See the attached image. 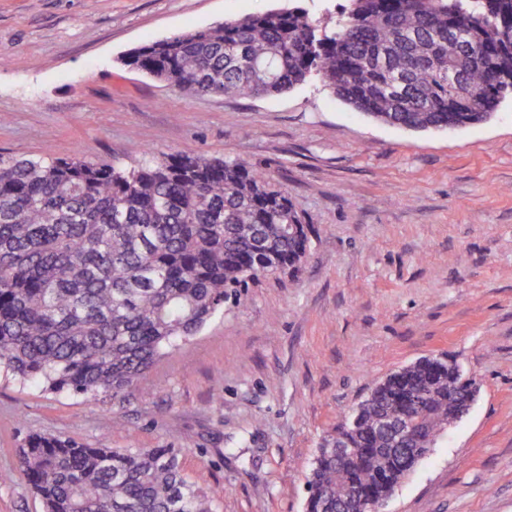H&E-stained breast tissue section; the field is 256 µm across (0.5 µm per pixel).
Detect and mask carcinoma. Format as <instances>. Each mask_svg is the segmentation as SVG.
Returning a JSON list of instances; mask_svg holds the SVG:
<instances>
[{
  "label": "carcinoma",
  "instance_id": "1",
  "mask_svg": "<svg viewBox=\"0 0 512 512\" xmlns=\"http://www.w3.org/2000/svg\"><path fill=\"white\" fill-rule=\"evenodd\" d=\"M333 26L300 7L226 20L135 49L128 64L193 96L284 92L321 78L394 127H463L512 98V0H347ZM460 75L448 83V71ZM310 225L272 177L186 152L130 168L0 154V366L90 402L122 394L196 336L246 281L299 270ZM468 385L425 357L389 375L314 458L305 512L406 477L381 420L422 410L433 447ZM19 465L43 512H213L173 448L118 450L31 436Z\"/></svg>",
  "mask_w": 512,
  "mask_h": 512
}]
</instances>
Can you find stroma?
I'll return each instance as SVG.
<instances>
[{
    "instance_id": "stroma-1",
    "label": "stroma",
    "mask_w": 512,
    "mask_h": 512,
    "mask_svg": "<svg viewBox=\"0 0 512 512\" xmlns=\"http://www.w3.org/2000/svg\"><path fill=\"white\" fill-rule=\"evenodd\" d=\"M289 0H0V153L134 166L176 152L269 173L312 228L118 397L0 377V512H42L18 470L34 434L173 448L214 512H305L324 436L377 382L448 355L469 413L382 512H512V98L412 131L309 79L249 100L182 95L126 65L140 45Z\"/></svg>"
}]
</instances>
